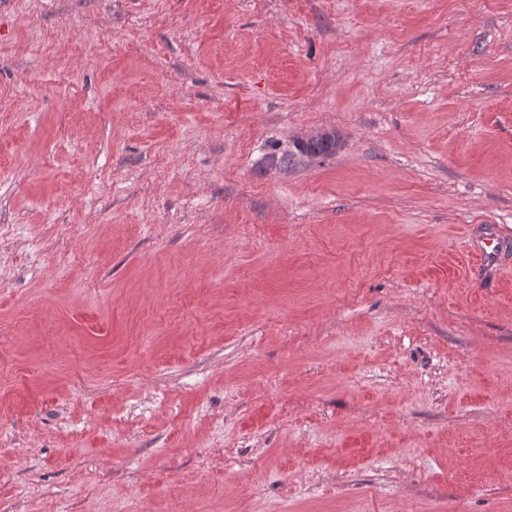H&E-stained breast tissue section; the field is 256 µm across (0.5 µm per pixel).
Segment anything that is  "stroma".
Masks as SVG:
<instances>
[{"instance_id": "1", "label": "stroma", "mask_w": 512, "mask_h": 512, "mask_svg": "<svg viewBox=\"0 0 512 512\" xmlns=\"http://www.w3.org/2000/svg\"><path fill=\"white\" fill-rule=\"evenodd\" d=\"M491 232L512 0H0V512H512ZM338 141L333 131L318 132L306 139H296L282 149L275 148L267 158L268 164L288 170L305 168L319 159L336 155ZM472 250L477 254L479 272L498 269L501 264V240L495 233L487 235L480 241L471 244Z\"/></svg>"}]
</instances>
